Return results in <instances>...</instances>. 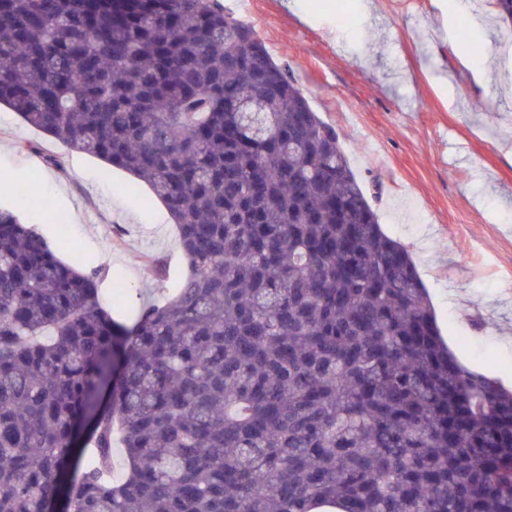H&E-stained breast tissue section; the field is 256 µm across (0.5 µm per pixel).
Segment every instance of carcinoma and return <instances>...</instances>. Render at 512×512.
<instances>
[{
  "mask_svg": "<svg viewBox=\"0 0 512 512\" xmlns=\"http://www.w3.org/2000/svg\"><path fill=\"white\" fill-rule=\"evenodd\" d=\"M0 105L147 183L188 267L127 325L0 209V512H512V391L219 0H0Z\"/></svg>",
  "mask_w": 512,
  "mask_h": 512,
  "instance_id": "obj_1",
  "label": "carcinoma"
}]
</instances>
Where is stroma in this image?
<instances>
[{
	"label": "stroma",
	"instance_id": "1",
	"mask_svg": "<svg viewBox=\"0 0 512 512\" xmlns=\"http://www.w3.org/2000/svg\"><path fill=\"white\" fill-rule=\"evenodd\" d=\"M251 25L311 107L336 128L383 230L409 250L459 361L512 386V27L487 45L477 85L473 0H221ZM30 149H23V142ZM60 157L57 166L48 157ZM69 149L0 107V207L49 246L64 215L80 260L104 267L99 298L130 319L186 276L175 226L148 185ZM162 259L158 278L154 259Z\"/></svg>",
	"mask_w": 512,
	"mask_h": 512
}]
</instances>
